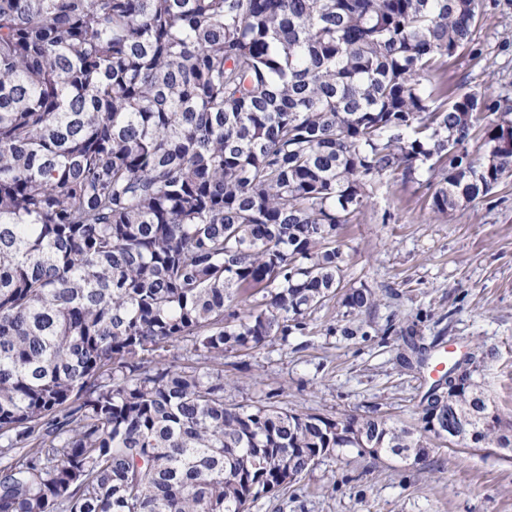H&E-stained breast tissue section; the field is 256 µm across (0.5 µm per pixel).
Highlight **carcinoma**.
Returning a JSON list of instances; mask_svg holds the SVG:
<instances>
[{
  "instance_id": "1",
  "label": "carcinoma",
  "mask_w": 512,
  "mask_h": 512,
  "mask_svg": "<svg viewBox=\"0 0 512 512\" xmlns=\"http://www.w3.org/2000/svg\"><path fill=\"white\" fill-rule=\"evenodd\" d=\"M475 26L476 0H0V512H247L347 448H512L471 375L411 428L231 405L218 365L377 306L339 243L369 180L425 164L444 216L512 175L477 117L512 107L442 82Z\"/></svg>"
}]
</instances>
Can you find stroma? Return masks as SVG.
Listing matches in <instances>:
<instances>
[{"label": "stroma", "instance_id": "obj_1", "mask_svg": "<svg viewBox=\"0 0 512 512\" xmlns=\"http://www.w3.org/2000/svg\"><path fill=\"white\" fill-rule=\"evenodd\" d=\"M471 39L448 61L451 91L512 98V0H476ZM427 171L365 187L341 244L346 280L374 292L372 314L323 309L304 333L224 358L226 402L276 395L330 418L384 414L406 425L437 376V357L471 353L480 382L512 420V177L445 217L430 213ZM249 512H512V456L440 448L415 464L328 458Z\"/></svg>", "mask_w": 512, "mask_h": 512}]
</instances>
